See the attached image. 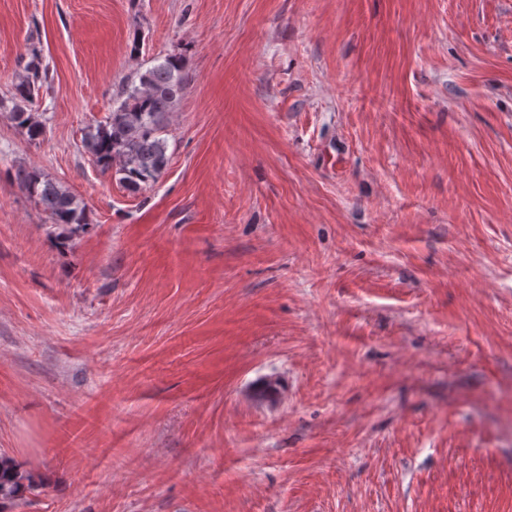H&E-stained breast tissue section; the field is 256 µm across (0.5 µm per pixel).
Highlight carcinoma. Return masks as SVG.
Returning a JSON list of instances; mask_svg holds the SVG:
<instances>
[{
    "instance_id": "1",
    "label": "carcinoma",
    "mask_w": 512,
    "mask_h": 512,
    "mask_svg": "<svg viewBox=\"0 0 512 512\" xmlns=\"http://www.w3.org/2000/svg\"><path fill=\"white\" fill-rule=\"evenodd\" d=\"M46 77V68L35 54L13 84V120L27 130L33 142L41 140L46 133L34 110ZM187 83L182 60L169 55L140 74L139 83L126 85L125 99L112 109L106 122L84 133L83 148L96 166L103 172L121 175L120 181L132 190L155 181L169 163L167 142L162 134ZM15 179L38 200L52 224L71 231L88 224L86 204L62 183L23 166L15 169ZM35 488L29 472L19 468L12 458L0 454V512Z\"/></svg>"
}]
</instances>
